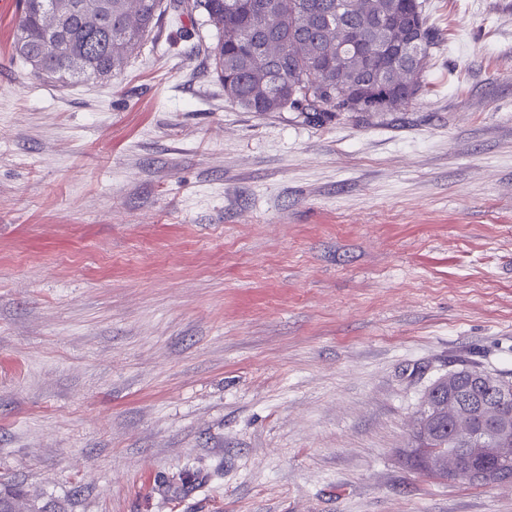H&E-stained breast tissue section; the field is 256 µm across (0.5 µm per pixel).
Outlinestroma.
Instances as JSON below:
<instances>
[{
	"label": "stroma",
	"instance_id": "1",
	"mask_svg": "<svg viewBox=\"0 0 512 512\" xmlns=\"http://www.w3.org/2000/svg\"><path fill=\"white\" fill-rule=\"evenodd\" d=\"M390 112H249L165 10L60 86L0 0V491L17 512H512L412 466L435 380H512V0H425Z\"/></svg>",
	"mask_w": 512,
	"mask_h": 512
}]
</instances>
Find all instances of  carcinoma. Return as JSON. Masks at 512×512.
<instances>
[{
	"mask_svg": "<svg viewBox=\"0 0 512 512\" xmlns=\"http://www.w3.org/2000/svg\"><path fill=\"white\" fill-rule=\"evenodd\" d=\"M52 0H20L13 51L36 75L68 84L111 76L146 44L158 24L162 0H74V8L56 29L46 25ZM343 0H193L190 11L212 23L216 41L208 48L211 69L224 96L249 112L293 109L328 117L344 112L346 88L336 78L316 84L311 76L327 64L343 75L362 73L358 98H390L384 111L408 105L422 90V78L435 42L420 0H359L338 10ZM408 26L418 30L419 67L399 49L385 45L387 32ZM437 380L436 404L425 400L416 440L423 455L451 456L473 462L472 453L453 432L472 429L491 434L495 416L481 409L494 391L490 382L469 383L466 370L451 387Z\"/></svg>",
	"mask_w": 512,
	"mask_h": 512,
	"instance_id": "carcinoma-1",
	"label": "carcinoma"
}]
</instances>
